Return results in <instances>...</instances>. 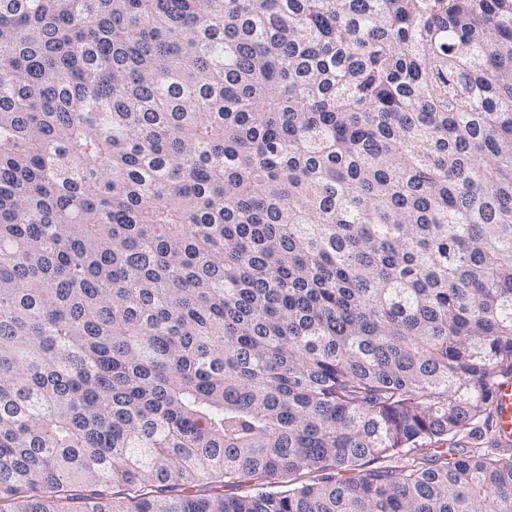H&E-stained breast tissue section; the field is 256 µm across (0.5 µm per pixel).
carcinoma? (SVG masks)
Returning <instances> with one entry per match:
<instances>
[{"label": "carcinoma", "instance_id": "carcinoma-1", "mask_svg": "<svg viewBox=\"0 0 512 512\" xmlns=\"http://www.w3.org/2000/svg\"><path fill=\"white\" fill-rule=\"evenodd\" d=\"M506 379L512 0H0V512H512ZM496 398L499 403L500 442L503 446H509L512 444V381L499 384ZM479 429L482 431V437L480 439H470V438H464L461 442H460V447L456 449L455 452L453 453H456L455 457H459L461 455H468L469 451H471L472 449H475L476 447H479L478 449L481 451V452H490V451H495L494 448H496L495 446H493V431H494V421L492 423V421L490 420L489 422H486V423H481L479 425Z\"/></svg>", "mask_w": 512, "mask_h": 512}]
</instances>
